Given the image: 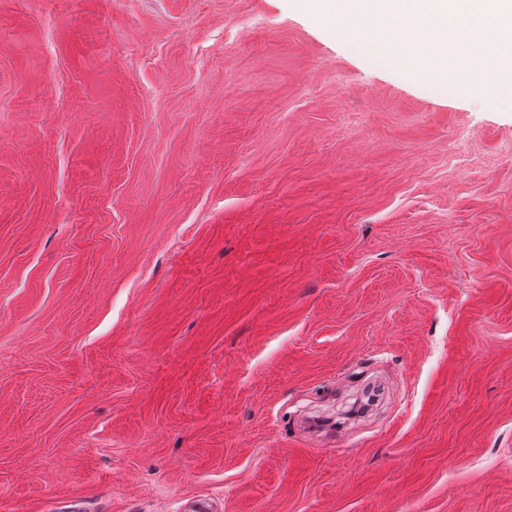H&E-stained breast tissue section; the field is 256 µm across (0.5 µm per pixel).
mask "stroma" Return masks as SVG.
<instances>
[{"label":"stroma","mask_w":512,"mask_h":512,"mask_svg":"<svg viewBox=\"0 0 512 512\" xmlns=\"http://www.w3.org/2000/svg\"><path fill=\"white\" fill-rule=\"evenodd\" d=\"M331 25L0 0V512H512V93Z\"/></svg>","instance_id":"stroma-1"}]
</instances>
